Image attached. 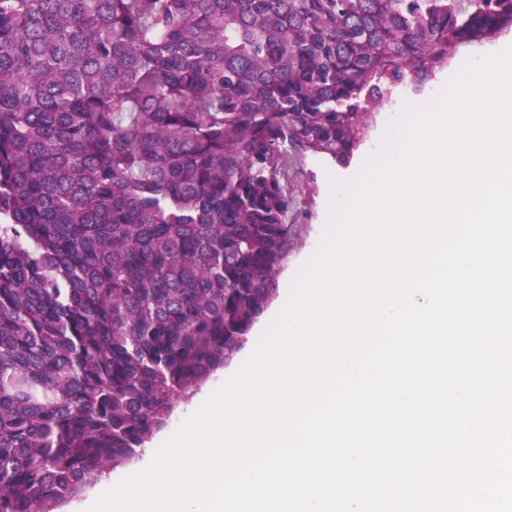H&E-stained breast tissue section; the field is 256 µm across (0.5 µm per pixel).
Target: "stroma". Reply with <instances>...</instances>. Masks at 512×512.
I'll return each mask as SVG.
<instances>
[{
  "label": "stroma",
  "instance_id": "35a3bbf8",
  "mask_svg": "<svg viewBox=\"0 0 512 512\" xmlns=\"http://www.w3.org/2000/svg\"><path fill=\"white\" fill-rule=\"evenodd\" d=\"M458 73V68L448 67L437 73L420 96L411 98L404 94L398 95L391 106L378 112L374 132L367 143L356 151L349 167L329 165L314 157H303L290 163L288 184L297 194L298 212L290 216L289 221L298 225L299 230L278 275V297L255 326L249 343L239 355L240 360H247L252 355L268 325L283 310L290 297L295 277L314 257L324 232L332 223L334 215L339 212L342 200L334 196L333 182L355 181L363 172L367 158L387 152L389 144L384 140L386 131L392 126L402 125L411 117L414 106L435 104ZM233 373V368L224 369L204 385L191 400L182 403L169 425L155 436V443L165 442L172 437Z\"/></svg>",
  "mask_w": 512,
  "mask_h": 512
}]
</instances>
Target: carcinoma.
<instances>
[{"instance_id":"1","label":"carcinoma","mask_w":512,"mask_h":512,"mask_svg":"<svg viewBox=\"0 0 512 512\" xmlns=\"http://www.w3.org/2000/svg\"><path fill=\"white\" fill-rule=\"evenodd\" d=\"M512 0H0V512L132 463L278 296L288 160Z\"/></svg>"}]
</instances>
